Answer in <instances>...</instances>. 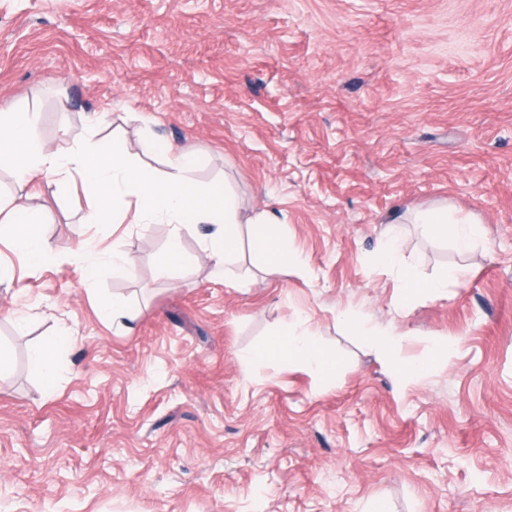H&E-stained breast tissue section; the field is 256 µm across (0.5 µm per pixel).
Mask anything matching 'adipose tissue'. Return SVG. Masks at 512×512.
I'll return each instance as SVG.
<instances>
[{
  "mask_svg": "<svg viewBox=\"0 0 512 512\" xmlns=\"http://www.w3.org/2000/svg\"><path fill=\"white\" fill-rule=\"evenodd\" d=\"M38 115L22 109L0 113V168L10 169L19 188H26L34 178L45 183H65L80 178L84 188L101 196L97 206L86 211L88 224H133L142 228L155 223L173 225L174 230L158 256L166 271L184 263L183 231L198 224L212 225V232L201 239L202 250L213 264L212 275L226 279L228 266L234 262L241 247H249L253 264L263 266L287 258L291 244L271 229L256 226L249 242H242L237 230L238 208L233 197L191 180L198 164L195 153L164 142H148V152L163 154L165 169L158 170L140 159L127 156L120 146L90 130L83 141L59 143L52 147L39 144L35 138ZM43 222L41 210L23 203L20 197L0 195V236H10L19 260L36 270L53 257L47 241L38 230ZM71 257L86 276V288H93L94 277L101 268L127 272L126 254L121 248L103 253L89 241L78 242ZM376 352L381 361L391 366L398 377H422L432 372L436 360L450 358L454 342H446L436 358L408 361L398 355L400 337L388 330L376 331ZM73 342L65 331L48 338L35 347L29 356V369L46 383H54L62 374L61 352ZM254 359L277 358L295 362L309 369L320 379L335 378L337 362L308 333L295 327L281 326L274 337L254 352Z\"/></svg>",
  "mask_w": 512,
  "mask_h": 512,
  "instance_id": "obj_1",
  "label": "adipose tissue"
}]
</instances>
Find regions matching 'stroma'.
<instances>
[{
	"mask_svg": "<svg viewBox=\"0 0 512 512\" xmlns=\"http://www.w3.org/2000/svg\"><path fill=\"white\" fill-rule=\"evenodd\" d=\"M16 107L46 146L99 119L160 170L145 138L197 150L191 178L234 194L241 239L269 214L295 256L212 280L201 224L165 272L172 225L86 224L81 182L30 184L56 258L28 271L0 239V512H512V0H0V113ZM443 206L478 221L470 250L420 223ZM86 239L136 268L98 274L140 308L131 329L83 287L68 253ZM402 265L464 276L399 313ZM284 323L335 379L247 362ZM379 326L401 357L456 352L402 380ZM63 327L50 385L28 358ZM402 247L400 231L395 226L387 230L380 241L378 255L381 262L394 265ZM376 352L381 361L391 366L402 379L423 377L432 372L435 361L450 358L455 350V341L448 340L436 354V358L424 360H403L399 357L400 337L386 329L378 330L372 336Z\"/></svg>",
	"mask_w": 512,
	"mask_h": 512,
	"instance_id": "35a3bbf8",
	"label": "stroma"
}]
</instances>
